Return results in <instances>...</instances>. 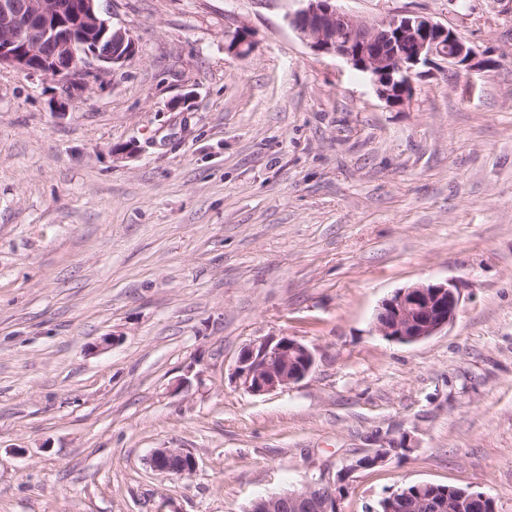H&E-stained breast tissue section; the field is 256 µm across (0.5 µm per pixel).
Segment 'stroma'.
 I'll list each match as a JSON object with an SVG mask.
<instances>
[{
	"instance_id": "stroma-1",
	"label": "stroma",
	"mask_w": 512,
	"mask_h": 512,
	"mask_svg": "<svg viewBox=\"0 0 512 512\" xmlns=\"http://www.w3.org/2000/svg\"><path fill=\"white\" fill-rule=\"evenodd\" d=\"M337 6L427 16L479 63L393 107L296 35L298 0H99L135 43L104 81L0 70V512H249L404 437L341 512L417 482L512 512V0ZM425 281L456 319L379 336ZM278 336L312 370L244 391L239 352ZM461 302L459 289L448 281L416 283L397 290L381 302L374 329L390 342H418L453 322ZM152 469L160 474L185 477L198 466L195 456L183 448H157L149 459Z\"/></svg>"
}]
</instances>
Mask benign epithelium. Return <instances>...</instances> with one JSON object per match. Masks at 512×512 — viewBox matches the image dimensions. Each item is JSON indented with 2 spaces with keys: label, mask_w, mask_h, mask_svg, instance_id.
Here are the masks:
<instances>
[{
  "label": "benign epithelium",
  "mask_w": 512,
  "mask_h": 512,
  "mask_svg": "<svg viewBox=\"0 0 512 512\" xmlns=\"http://www.w3.org/2000/svg\"><path fill=\"white\" fill-rule=\"evenodd\" d=\"M304 6L288 15V24L315 52L343 58L365 73L378 97L391 106L409 100L420 68L441 60L459 74L474 66L476 50L448 26L412 14H396L363 21L338 9L333 0H303ZM248 27L236 26L229 34V50L248 56L254 44ZM80 33L76 41L74 33ZM85 47L83 66L74 68L76 46ZM134 49L127 31L100 14L97 0H82L72 10L67 0H0V68L57 80L64 98L100 80L125 61ZM462 297L448 282L427 281L397 290L383 300L374 318V329L385 340L414 343L435 335L459 312ZM315 363L311 350L299 340L281 336L244 347L236 361L235 381L253 395L286 389L304 379ZM407 448L406 439L380 441L378 447L353 460L331 480L321 473L303 489L262 498L251 512H270L280 502L282 512H340L346 481L356 471L387 462ZM160 474L185 477L198 466L183 448H157L149 459ZM433 485L417 486V499L428 512H451L450 501L437 496ZM408 490L399 488L387 497V512L408 508ZM489 495L465 491L462 499L471 512H482Z\"/></svg>",
  "instance_id": "1"
}]
</instances>
